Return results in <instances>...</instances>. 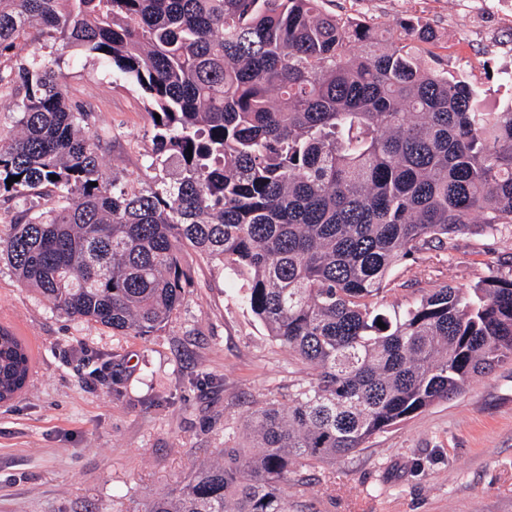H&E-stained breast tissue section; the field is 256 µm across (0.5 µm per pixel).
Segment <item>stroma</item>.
<instances>
[{
    "label": "stroma",
    "instance_id": "obj_1",
    "mask_svg": "<svg viewBox=\"0 0 512 512\" xmlns=\"http://www.w3.org/2000/svg\"><path fill=\"white\" fill-rule=\"evenodd\" d=\"M328 11L381 31L408 22L437 34L434 53L500 97L512 70V0H327ZM39 51L66 77L73 100L109 130L106 177L135 187L172 183L169 161L150 168L151 119L142 93L111 69L61 46H39L28 29L18 57ZM192 286L155 336H119L70 321L0 263V327L25 337L36 361L22 394L0 404V512H140L202 467L224 460L249 413L283 402L307 367L273 341L224 269L182 253ZM512 278V226L456 235L398 266L383 293L405 308L431 289ZM292 512H512V363L476 376L455 397L373 436L330 462L297 465Z\"/></svg>",
    "mask_w": 512,
    "mask_h": 512
}]
</instances>
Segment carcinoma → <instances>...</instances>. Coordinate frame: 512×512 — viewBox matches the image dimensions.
Wrapping results in <instances>:
<instances>
[{
	"label": "carcinoma",
	"mask_w": 512,
	"mask_h": 512,
	"mask_svg": "<svg viewBox=\"0 0 512 512\" xmlns=\"http://www.w3.org/2000/svg\"><path fill=\"white\" fill-rule=\"evenodd\" d=\"M324 2L0 0V60L34 24L100 60L160 115L151 165L179 167L161 187L105 179L110 133L62 74L36 54L0 67L19 128L0 137V197L17 208L0 262L70 320L153 336L191 287L190 247L309 369L287 403L249 414L223 463L144 512H289L295 464L347 457L512 362V279L379 304L404 261L512 225V71L491 104L424 48L430 28L384 34ZM31 368L1 327L0 403Z\"/></svg>",
	"instance_id": "cac0c4a2"
}]
</instances>
